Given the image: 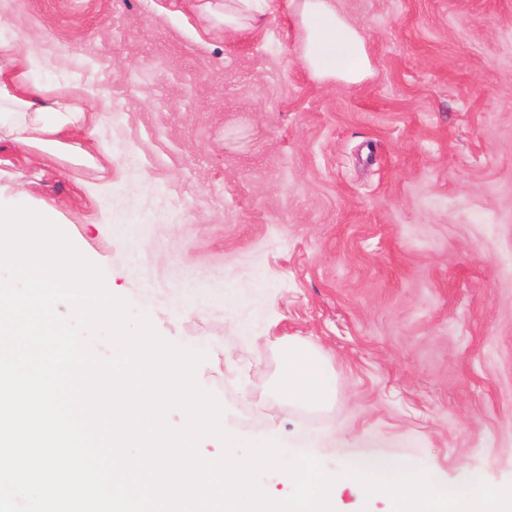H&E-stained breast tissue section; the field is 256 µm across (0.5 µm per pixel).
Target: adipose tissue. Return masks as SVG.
<instances>
[{
    "mask_svg": "<svg viewBox=\"0 0 512 512\" xmlns=\"http://www.w3.org/2000/svg\"><path fill=\"white\" fill-rule=\"evenodd\" d=\"M286 17L292 23L298 56L316 79L362 82L371 65L361 29L339 11L336 0H286ZM201 11L225 34L254 30L269 9V0H203ZM34 57L12 41L0 38V102L10 111L8 128L21 153L36 149L44 165H55L65 138L76 134L95 141L104 112L111 107L105 98L87 99L66 87L55 90L33 85L28 74ZM52 113L53 122L43 120ZM281 369L273 385L274 395L303 408L322 409L336 399V374L325 356L297 338L281 342Z\"/></svg>",
    "mask_w": 512,
    "mask_h": 512,
    "instance_id": "adipose-tissue-1",
    "label": "adipose tissue"
}]
</instances>
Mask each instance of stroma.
<instances>
[{
	"label": "stroma",
	"mask_w": 512,
	"mask_h": 512,
	"mask_svg": "<svg viewBox=\"0 0 512 512\" xmlns=\"http://www.w3.org/2000/svg\"><path fill=\"white\" fill-rule=\"evenodd\" d=\"M197 0H0L29 78L112 102V175L0 134V204L32 183L114 295L205 350L223 424L338 475L399 459L442 488L512 483V0H337L372 74L314 79L280 12L233 38ZM328 356L336 401L268 408L278 342Z\"/></svg>",
	"instance_id": "35a3bbf8"
}]
</instances>
